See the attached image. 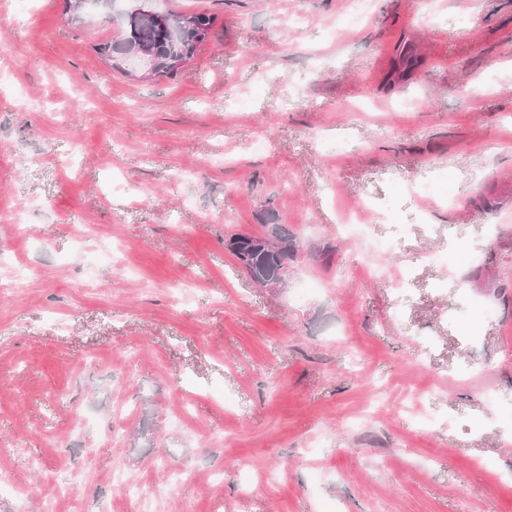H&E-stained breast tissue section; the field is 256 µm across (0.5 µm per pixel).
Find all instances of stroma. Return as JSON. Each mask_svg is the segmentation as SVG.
Instances as JSON below:
<instances>
[{
	"label": "stroma",
	"mask_w": 512,
	"mask_h": 512,
	"mask_svg": "<svg viewBox=\"0 0 512 512\" xmlns=\"http://www.w3.org/2000/svg\"><path fill=\"white\" fill-rule=\"evenodd\" d=\"M133 6L0 0V278L33 269L0 294V512H512V288L475 275L512 276V0H153L214 18L170 77L98 54ZM404 32L428 64L387 89ZM270 224L279 291L225 246Z\"/></svg>",
	"instance_id": "stroma-1"
}]
</instances>
